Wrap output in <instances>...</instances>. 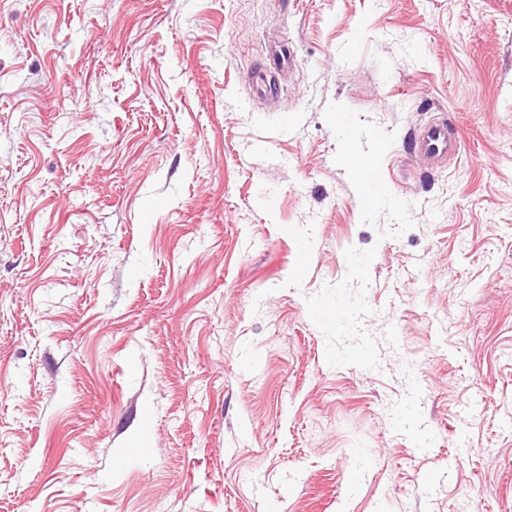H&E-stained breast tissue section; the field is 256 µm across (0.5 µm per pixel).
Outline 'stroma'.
I'll return each instance as SVG.
<instances>
[{
	"label": "stroma",
	"mask_w": 512,
	"mask_h": 512,
	"mask_svg": "<svg viewBox=\"0 0 512 512\" xmlns=\"http://www.w3.org/2000/svg\"><path fill=\"white\" fill-rule=\"evenodd\" d=\"M0 512H512V0H0ZM459 151L458 133L450 130L446 121H434L425 125L414 138L410 153L423 159L433 169Z\"/></svg>",
	"instance_id": "obj_1"
}]
</instances>
